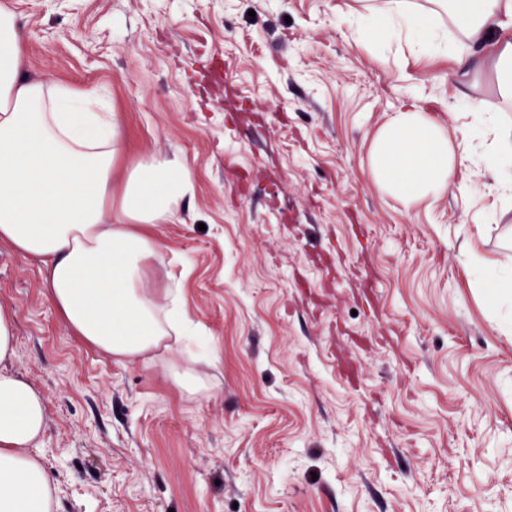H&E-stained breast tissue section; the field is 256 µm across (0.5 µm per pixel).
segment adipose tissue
Listing matches in <instances>:
<instances>
[{
    "instance_id": "1",
    "label": "adipose tissue",
    "mask_w": 512,
    "mask_h": 512,
    "mask_svg": "<svg viewBox=\"0 0 512 512\" xmlns=\"http://www.w3.org/2000/svg\"><path fill=\"white\" fill-rule=\"evenodd\" d=\"M448 15L461 34L451 52L476 56L481 70L512 61V0H448ZM124 150L114 113L101 111L94 92L28 75L17 17L0 0V244L39 259L44 297L70 333L117 361L153 354L177 330L172 290L145 286L154 255L145 229L172 223L194 192L186 164L162 155L143 158L113 190ZM510 153L512 133L487 113H471L452 145L422 113L402 112L378 135L372 168L385 190L414 201L449 189L455 163L473 159L506 199L512 179L500 170ZM14 356L13 316L0 308V512H52L54 485L34 452L45 406L6 372Z\"/></svg>"
}]
</instances>
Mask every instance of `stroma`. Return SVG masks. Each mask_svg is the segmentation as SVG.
Returning a JSON list of instances; mask_svg holds the SVG:
<instances>
[{
	"instance_id": "stroma-1",
	"label": "stroma",
	"mask_w": 512,
	"mask_h": 512,
	"mask_svg": "<svg viewBox=\"0 0 512 512\" xmlns=\"http://www.w3.org/2000/svg\"><path fill=\"white\" fill-rule=\"evenodd\" d=\"M386 2L8 0L30 73L119 113L114 179L166 154L195 184L150 229L200 338L161 359L84 345L0 245L53 512H512V306L467 263L512 261V203L469 163L413 202L371 169L398 113L452 135L512 102L380 29Z\"/></svg>"
}]
</instances>
